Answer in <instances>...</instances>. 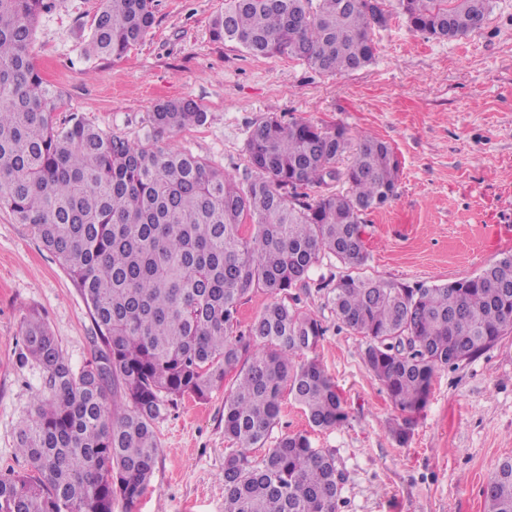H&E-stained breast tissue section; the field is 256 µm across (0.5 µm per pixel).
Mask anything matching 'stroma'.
Instances as JSON below:
<instances>
[{
  "instance_id": "obj_1",
  "label": "stroma",
  "mask_w": 512,
  "mask_h": 512,
  "mask_svg": "<svg viewBox=\"0 0 512 512\" xmlns=\"http://www.w3.org/2000/svg\"><path fill=\"white\" fill-rule=\"evenodd\" d=\"M483 29L437 40L394 13L374 28V61L357 71L320 73L285 56L256 58L215 38L224 0H154L155 23L118 60L86 48L100 0H49L31 53L61 91L57 122L87 124L143 142L155 104L190 97L207 114L178 133L179 148L213 168L247 171L253 125L274 116L368 131L401 162L398 193L364 215L368 251L361 276L410 287L473 277L512 252V0H492ZM346 269L326 258L300 291L299 306L326 333L314 355L347 413L337 429L310 428L284 397L273 438L307 433L335 450L344 474L339 512H486L489 474L512 458V332L456 368L438 370L426 406L405 414L364 367L362 339L340 328L316 283ZM40 313L73 369L92 354L87 303L55 256L0 207V475L25 464L16 437L43 388L35 362L20 364L26 316ZM227 388L208 400H178L156 421L160 452L135 504L112 512H224ZM408 425L406 442L394 430Z\"/></svg>"
}]
</instances>
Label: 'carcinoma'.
<instances>
[{"label":"carcinoma","instance_id":"obj_1","mask_svg":"<svg viewBox=\"0 0 512 512\" xmlns=\"http://www.w3.org/2000/svg\"><path fill=\"white\" fill-rule=\"evenodd\" d=\"M491 0H397L410 27L435 38L480 30ZM47 0H0V206L28 226L80 288L101 345L75 371L45 318L29 315L20 362L42 366V393L17 435L26 465L0 477V512H112L134 504L159 453L154 423L183 396L224 398V512H338L343 472L305 433L264 448L297 402L313 428L347 414L314 352L322 323L279 294L308 285L326 256L367 260L363 215L397 194L400 163L387 142L358 136L336 168L346 129L269 117L246 142L243 180L172 144H139L73 118L42 76L31 36ZM381 6L361 0H224L215 39L256 57L287 56L323 73L373 62ZM154 24L152 0H101L87 51L121 59ZM207 115L192 99L160 102L147 140ZM347 182L339 194L330 186ZM271 300L237 333L256 292ZM336 319L365 338L362 360L403 412L426 404L435 372L471 360L512 332V253L480 274L429 287L346 274L327 292ZM122 398L114 399L117 389ZM487 512H512V460L485 491Z\"/></svg>","mask_w":512,"mask_h":512}]
</instances>
